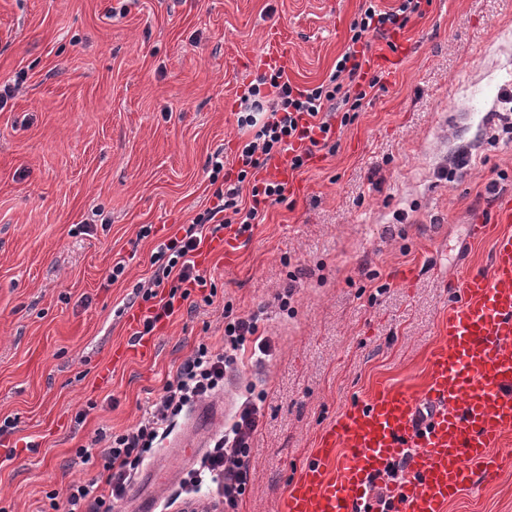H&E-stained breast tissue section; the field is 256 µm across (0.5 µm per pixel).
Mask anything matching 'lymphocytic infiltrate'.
I'll return each mask as SVG.
<instances>
[{"instance_id": "1", "label": "lymphocytic infiltrate", "mask_w": 512, "mask_h": 512, "mask_svg": "<svg viewBox=\"0 0 512 512\" xmlns=\"http://www.w3.org/2000/svg\"><path fill=\"white\" fill-rule=\"evenodd\" d=\"M420 0H400L398 6L382 10L374 0H365L350 25L349 45L337 60L328 80L313 88L293 85L283 69L260 75L243 99L240 126L255 128L252 140L238 149L237 180L222 183L214 192L215 204L194 218L182 237L160 243L154 256L158 263L156 283L170 282L167 295L148 290L149 314L143 322V334H150L156 323L174 314L177 304L188 298L189 286H206L207 280L196 266L194 257L204 240L209 224L235 226L237 235L251 231L261 205L284 199L287 185L272 178H259V170L274 161H287L289 170H301L315 148L327 147L336 136L337 123H349L360 111L367 89L375 88L377 78H370L366 90L353 91L362 76L357 46L366 35L404 28L411 15L418 13ZM252 181V202L244 204L242 189ZM255 317L229 316L224 321V347L213 351L199 346L178 368L173 382L167 383L159 402L146 416L125 433L112 436L102 455L105 485L102 493L97 481H78L64 493L65 512H112L114 502L124 498L133 472L144 462L158 438L167 433L176 417L188 406L209 398L224 383V370L235 352L257 335ZM261 417L255 401H248L230 427L215 440L202 460L194 479L195 487L212 482L222 489L225 504H236L250 482L248 457L252 438Z\"/></svg>"}]
</instances>
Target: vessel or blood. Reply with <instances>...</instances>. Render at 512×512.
Returning a JSON list of instances; mask_svg holds the SVG:
<instances>
[{"label": "vessel or blood", "instance_id": "b4317fda", "mask_svg": "<svg viewBox=\"0 0 512 512\" xmlns=\"http://www.w3.org/2000/svg\"><path fill=\"white\" fill-rule=\"evenodd\" d=\"M472 239L493 238L488 269L470 273L448 305L422 391L379 387L351 404L318 436L291 481L281 512H446L460 491L497 473L502 438L512 433V200ZM211 410L164 450L189 458ZM407 476L388 479L396 464Z\"/></svg>", "mask_w": 512, "mask_h": 512}]
</instances>
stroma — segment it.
<instances>
[{
	"label": "stroma",
	"mask_w": 512,
	"mask_h": 512,
	"mask_svg": "<svg viewBox=\"0 0 512 512\" xmlns=\"http://www.w3.org/2000/svg\"><path fill=\"white\" fill-rule=\"evenodd\" d=\"M362 0H0V512H52L50 497L99 477L199 345L220 350L224 308L259 314L272 352L228 370L214 439L248 391L264 392L251 483L223 512H279L321 430L377 387L417 393L448 303L490 240L468 226L512 197V0H421L403 29L362 45L380 85L290 174L231 256L196 257L207 285L152 333L145 358L101 368L131 331L158 244L212 207L213 178L236 181L240 98L266 72L268 30L301 88L334 71ZM224 169L213 175L210 159ZM149 237L139 238L142 226ZM125 274L111 281L115 263ZM411 268V283L400 279ZM290 288L288 308L277 296ZM505 467L447 512H512ZM133 476L157 512H181L188 471Z\"/></svg>",
	"instance_id": "obj_1"
}]
</instances>
